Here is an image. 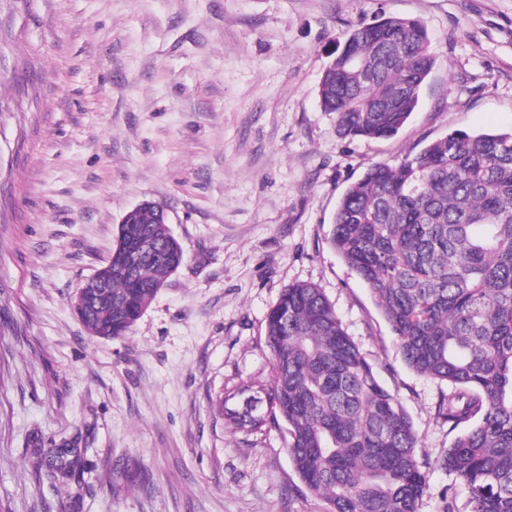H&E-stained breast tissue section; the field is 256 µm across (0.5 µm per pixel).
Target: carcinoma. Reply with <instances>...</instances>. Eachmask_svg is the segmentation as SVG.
<instances>
[{"mask_svg": "<svg viewBox=\"0 0 512 512\" xmlns=\"http://www.w3.org/2000/svg\"><path fill=\"white\" fill-rule=\"evenodd\" d=\"M434 64L417 19L382 16L343 34L318 84L344 138H389L407 123ZM331 246L366 284L401 358L446 383L438 413L454 431L436 461L469 512H512V132L455 131L370 168L337 205ZM185 260L163 207L128 212L105 292L87 291L90 335H127ZM271 379L243 381L214 408L252 435L286 425L288 453L326 512H419L431 463L411 418L313 283L283 289L266 317ZM37 448L34 476L66 484L86 460L78 439Z\"/></svg>", "mask_w": 512, "mask_h": 512, "instance_id": "carcinoma-1", "label": "carcinoma"}]
</instances>
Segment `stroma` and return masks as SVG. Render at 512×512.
Returning <instances> with one entry per match:
<instances>
[{
    "label": "stroma",
    "instance_id": "obj_1",
    "mask_svg": "<svg viewBox=\"0 0 512 512\" xmlns=\"http://www.w3.org/2000/svg\"><path fill=\"white\" fill-rule=\"evenodd\" d=\"M384 12L424 23L434 66L398 134L340 138L318 83ZM454 130H512V0H0V512H324L287 429L245 436L212 408L270 379L266 316L297 282L442 457L448 387L402 361L330 233L351 183ZM146 201L185 263L128 335L91 337L75 296ZM72 436L83 475L36 482L33 438ZM460 486L432 470L419 512L451 487L467 512Z\"/></svg>",
    "mask_w": 512,
    "mask_h": 512
}]
</instances>
